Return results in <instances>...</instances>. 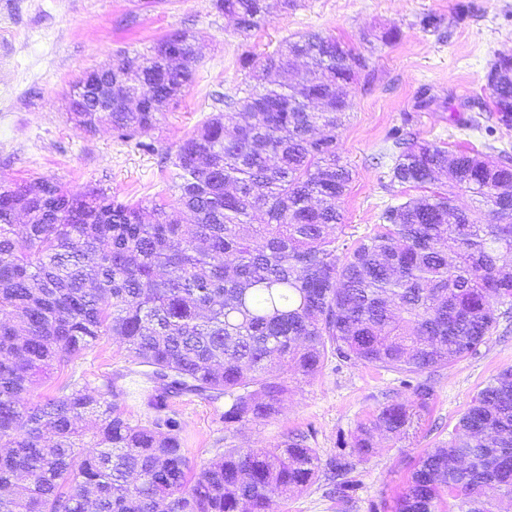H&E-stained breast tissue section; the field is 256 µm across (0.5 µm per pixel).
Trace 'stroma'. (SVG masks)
<instances>
[{
    "instance_id": "35a3bbf8",
    "label": "stroma",
    "mask_w": 512,
    "mask_h": 512,
    "mask_svg": "<svg viewBox=\"0 0 512 512\" xmlns=\"http://www.w3.org/2000/svg\"><path fill=\"white\" fill-rule=\"evenodd\" d=\"M266 22L242 39L211 0H0V181L51 176L69 189H105L124 200L166 194L168 174L159 154L123 140L110 127L89 134L67 118L70 87L84 72L107 67L119 51L147 52L177 29L197 32L194 81L170 104L151 140L175 146L235 95L244 79L238 63L246 51L262 57L284 39L315 31L361 48L370 68L348 96V119L338 151L353 170L340 202L339 242L372 233L388 204L416 196L391 185V135L403 130L449 151H507L512 129L487 118L485 75L498 55L512 54V0H298L295 9L268 0ZM436 26L424 27L425 17ZM397 29L392 43L381 40ZM512 367V318L504 316L479 349L431 376L434 395L419 430L402 439H380L355 473L350 512H392L394 497L425 449L446 442L473 397L499 371ZM141 368L111 337L75 355L35 390L42 400L76 384L101 391L116 381L126 392L130 419L146 422ZM401 373L329 359L314 377L297 379L278 416L260 423L224 426L223 402L172 398L194 466L231 448H266L290 431L310 436L321 460L344 451L358 424L389 399L412 391ZM282 512H336L324 479L288 494Z\"/></svg>"
}]
</instances>
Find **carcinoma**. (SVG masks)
Wrapping results in <instances>:
<instances>
[{
	"label": "carcinoma",
	"instance_id": "obj_1",
	"mask_svg": "<svg viewBox=\"0 0 512 512\" xmlns=\"http://www.w3.org/2000/svg\"><path fill=\"white\" fill-rule=\"evenodd\" d=\"M247 38L262 0H212ZM197 36L176 30L147 52L110 112H71L121 139L156 129L191 85ZM301 69L303 81L283 73ZM357 47L305 33L258 59L239 58L242 97L219 99L175 149L162 151L174 199L122 202L73 192L52 177L0 182V512H275L273 494L319 471L308 436L231 450L193 472L169 399L228 398L224 426L270 419L288 372L325 362L433 373L475 352L512 313V159L450 152L393 134L390 183L425 194L386 206L372 234L336 255L352 170L337 150L348 89L368 68ZM486 78L488 112L512 127V57ZM146 102L140 110L125 101ZM478 208L465 210L456 193ZM115 338L154 383L132 423L86 386L40 402L26 396L101 337ZM357 426L350 451L325 464L331 496L351 500L356 460L375 435L421 424L433 387ZM512 501V368L495 375L449 432L422 453L395 512H497Z\"/></svg>",
	"mask_w": 512,
	"mask_h": 512
}]
</instances>
